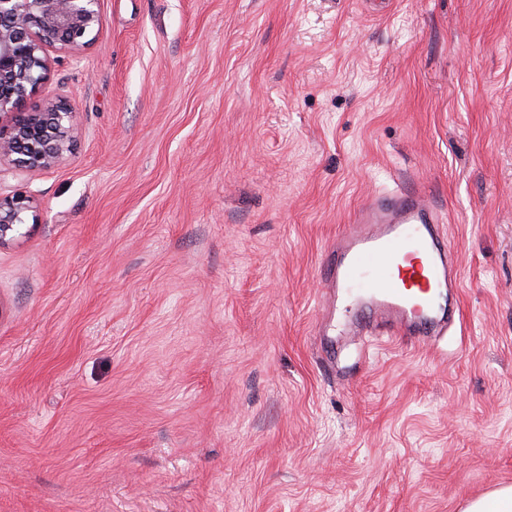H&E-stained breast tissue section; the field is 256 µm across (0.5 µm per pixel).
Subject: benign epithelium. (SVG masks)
Returning a JSON list of instances; mask_svg holds the SVG:
<instances>
[{
    "label": "benign epithelium",
    "mask_w": 512,
    "mask_h": 512,
    "mask_svg": "<svg viewBox=\"0 0 512 512\" xmlns=\"http://www.w3.org/2000/svg\"><path fill=\"white\" fill-rule=\"evenodd\" d=\"M99 3L0 0V167L39 173L73 154L77 115L71 105L49 99L31 112L22 108L47 80L49 49L77 54L96 41ZM34 209L27 195L0 196V247L21 234Z\"/></svg>",
    "instance_id": "1"
}]
</instances>
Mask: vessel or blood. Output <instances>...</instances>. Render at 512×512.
Listing matches in <instances>:
<instances>
[{"label": "vessel or blood", "mask_w": 512, "mask_h": 512, "mask_svg": "<svg viewBox=\"0 0 512 512\" xmlns=\"http://www.w3.org/2000/svg\"><path fill=\"white\" fill-rule=\"evenodd\" d=\"M435 222L426 192L395 190L370 198L325 255L322 311L335 308L349 289L362 288L368 315L393 335L427 340L437 328L431 316L437 292L454 287L458 276Z\"/></svg>", "instance_id": "b4317fda"}]
</instances>
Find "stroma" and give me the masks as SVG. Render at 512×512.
<instances>
[{
	"instance_id": "35a3bbf8",
	"label": "stroma",
	"mask_w": 512,
	"mask_h": 512,
	"mask_svg": "<svg viewBox=\"0 0 512 512\" xmlns=\"http://www.w3.org/2000/svg\"><path fill=\"white\" fill-rule=\"evenodd\" d=\"M32 98L73 155L0 178V512H462L512 485V0H100ZM433 199L425 344L317 322L364 198ZM36 206L30 196L16 194L2 197L0 194V247L15 240L25 224L29 214Z\"/></svg>"
}]
</instances>
